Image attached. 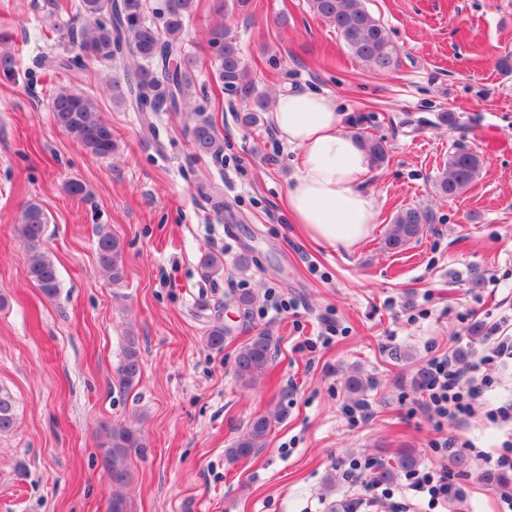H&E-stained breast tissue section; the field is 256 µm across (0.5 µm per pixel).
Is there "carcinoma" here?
<instances>
[{
  "mask_svg": "<svg viewBox=\"0 0 512 512\" xmlns=\"http://www.w3.org/2000/svg\"><path fill=\"white\" fill-rule=\"evenodd\" d=\"M311 11L329 23L339 34L351 54L372 69L387 72L398 65V51L384 24L367 8L365 0H308ZM197 0H166L164 9L148 19L141 0H52L50 17L55 19V31L66 32L78 47L79 54L62 60L44 59L53 70L72 71L84 67V59L115 64L122 77L109 78L107 90L112 102L134 112H142L143 126L153 131L148 112H193V69L196 59L184 50L183 35L186 19L193 13ZM208 44L216 49V80L228 91L252 88L240 48L224 27L211 30ZM17 61L15 54L0 48V74L12 77ZM50 111L55 123L92 157H107L117 148L112 128L103 118L96 99L67 87L56 89L50 97ZM266 111V98L256 97L254 107L247 110L243 121L255 125ZM190 135L195 151L214 160L223 158L224 140L212 121L194 123ZM361 147L373 166L387 160V149L380 138L357 132ZM482 161L469 151H457L448 157L437 181V191L443 197H459L479 177ZM431 223L430 212L418 207H406L393 217L385 245L397 250L419 237L425 225ZM48 218L43 208L30 202L23 209L15 232L27 253V271L31 281L49 299L60 291L58 269L54 258L45 252L44 239ZM97 257L100 268L119 284L125 277L124 247L119 238L104 227L98 229ZM205 276L224 275V258L207 253L201 261ZM224 324L216 320L206 329L205 344L210 349L224 346ZM271 336L260 332L245 341L236 357L237 382L249 388L264 379L272 361ZM141 355L139 337L127 333L124 357L117 370L118 384L131 387L139 380ZM15 399L0 387V436L15 427ZM273 426V418L262 415L253 418L243 436L226 449L229 460L249 457L265 445ZM144 446L140 434L126 426L114 425L109 433L103 465L112 484L126 485L131 479L128 457L131 450ZM418 459L412 452L397 456L392 462L377 464L374 479L391 483L403 472L416 468Z\"/></svg>",
  "mask_w": 512,
  "mask_h": 512,
  "instance_id": "cac0c4a2",
  "label": "carcinoma"
}]
</instances>
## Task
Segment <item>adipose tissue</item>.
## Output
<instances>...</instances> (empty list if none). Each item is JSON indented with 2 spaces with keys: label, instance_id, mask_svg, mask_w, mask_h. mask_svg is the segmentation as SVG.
<instances>
[{
  "label": "adipose tissue",
  "instance_id": "adipose-tissue-1",
  "mask_svg": "<svg viewBox=\"0 0 512 512\" xmlns=\"http://www.w3.org/2000/svg\"><path fill=\"white\" fill-rule=\"evenodd\" d=\"M279 138L298 149L300 166L285 203L294 223L314 242L354 249L373 230L376 214L365 190L371 161L344 132V115L316 91L280 93L269 112Z\"/></svg>",
  "mask_w": 512,
  "mask_h": 512
}]
</instances>
